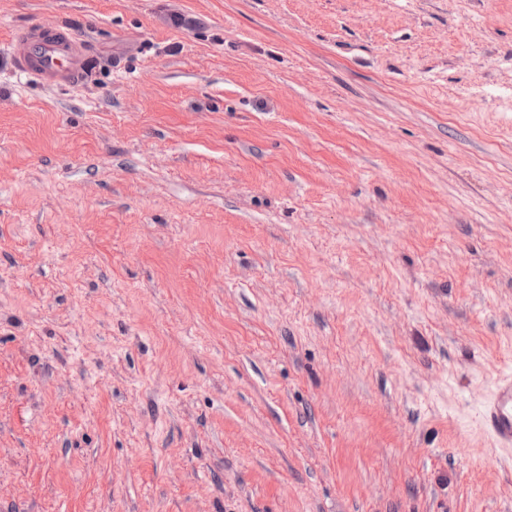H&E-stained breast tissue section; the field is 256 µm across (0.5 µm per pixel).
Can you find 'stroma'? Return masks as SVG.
Returning <instances> with one entry per match:
<instances>
[{
  "label": "stroma",
  "mask_w": 512,
  "mask_h": 512,
  "mask_svg": "<svg viewBox=\"0 0 512 512\" xmlns=\"http://www.w3.org/2000/svg\"><path fill=\"white\" fill-rule=\"evenodd\" d=\"M505 372L512 0H0V512H512ZM19 49L12 55L16 72L46 86H75L89 66L80 39L51 23H41L16 34ZM481 421L487 434L500 448L512 446V376L501 377L481 409Z\"/></svg>",
  "instance_id": "1"
}]
</instances>
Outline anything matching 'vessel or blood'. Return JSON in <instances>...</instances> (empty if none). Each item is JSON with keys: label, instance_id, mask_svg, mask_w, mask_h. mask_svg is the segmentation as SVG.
Segmentation results:
<instances>
[{"label": "vessel or blood", "instance_id": "b4317fda", "mask_svg": "<svg viewBox=\"0 0 512 512\" xmlns=\"http://www.w3.org/2000/svg\"><path fill=\"white\" fill-rule=\"evenodd\" d=\"M12 56L16 72L46 86L81 82L89 57L80 39L51 23L26 28L16 35ZM487 434L502 448L512 446V376L504 375L481 409Z\"/></svg>", "mask_w": 512, "mask_h": 512}]
</instances>
